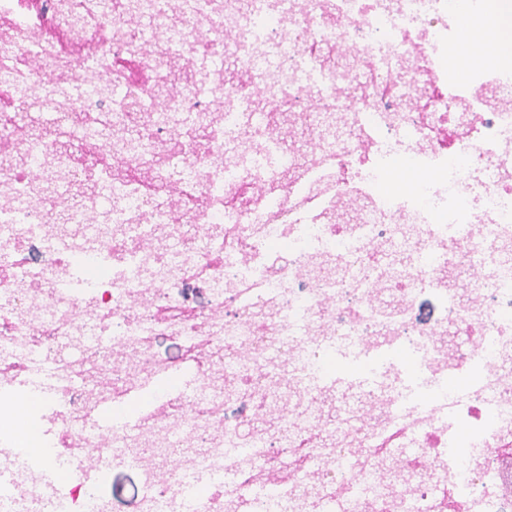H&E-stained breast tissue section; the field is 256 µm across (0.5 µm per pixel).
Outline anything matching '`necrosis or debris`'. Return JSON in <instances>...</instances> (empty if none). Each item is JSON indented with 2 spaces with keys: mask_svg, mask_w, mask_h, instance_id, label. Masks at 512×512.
<instances>
[{
  "mask_svg": "<svg viewBox=\"0 0 512 512\" xmlns=\"http://www.w3.org/2000/svg\"><path fill=\"white\" fill-rule=\"evenodd\" d=\"M99 2L0 0V512H111L94 448L140 512H287L333 395L371 420L303 512H512V57L448 61L512 0ZM387 440L446 482L356 508ZM444 308L440 297L434 293L423 294L416 304L414 317L417 322L440 321ZM140 488L137 462L104 472L101 491L111 502L112 512H139Z\"/></svg>",
  "mask_w": 512,
  "mask_h": 512,
  "instance_id": "obj_1",
  "label": "necrosis or debris"
}]
</instances>
